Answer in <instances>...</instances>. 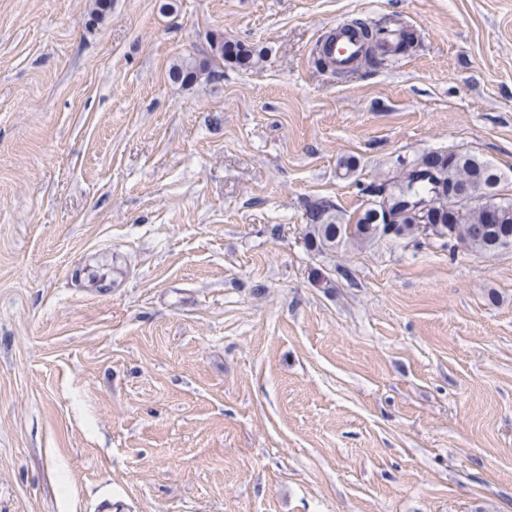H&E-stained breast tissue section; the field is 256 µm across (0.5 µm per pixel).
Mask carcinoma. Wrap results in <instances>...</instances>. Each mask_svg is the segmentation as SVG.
Instances as JSON below:
<instances>
[{
  "label": "carcinoma",
  "instance_id": "obj_1",
  "mask_svg": "<svg viewBox=\"0 0 512 512\" xmlns=\"http://www.w3.org/2000/svg\"><path fill=\"white\" fill-rule=\"evenodd\" d=\"M396 19L353 22L370 44ZM210 52L199 58L188 55L173 64L169 75L175 81L192 84L201 76L216 74L213 63L232 60L243 66H256L262 61L261 52L239 43L233 45L222 37L209 39ZM427 154L415 156L404 164L399 174L373 181L362 188L373 200L387 194L399 200L411 197V206L400 210L391 224L378 219L376 208L367 206L356 220L328 201H314L307 208V224L303 229L306 248L312 252L334 251L348 244H373L381 239L417 241L427 236L444 240L448 251L457 247L479 254H490L512 247V199L497 197L496 189L503 174L477 155L442 152L437 154L433 170L425 172ZM482 186L492 193L494 222L488 220V208L475 205L458 213L448 212L450 190Z\"/></svg>",
  "mask_w": 512,
  "mask_h": 512
}]
</instances>
